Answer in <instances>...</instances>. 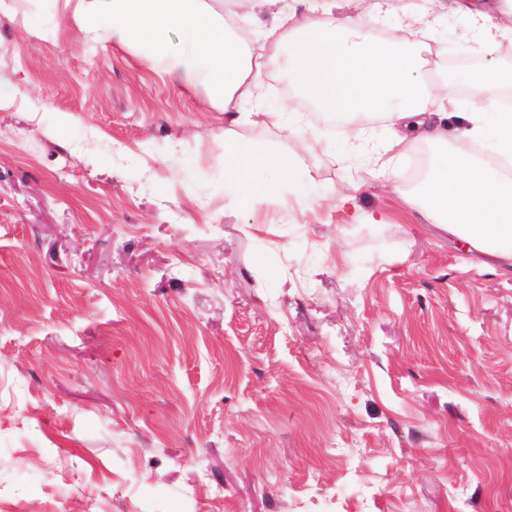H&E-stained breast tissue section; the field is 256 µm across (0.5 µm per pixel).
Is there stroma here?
I'll list each match as a JSON object with an SVG mask.
<instances>
[{
    "instance_id": "stroma-1",
    "label": "stroma",
    "mask_w": 512,
    "mask_h": 512,
    "mask_svg": "<svg viewBox=\"0 0 512 512\" xmlns=\"http://www.w3.org/2000/svg\"><path fill=\"white\" fill-rule=\"evenodd\" d=\"M480 5L358 13L460 49L468 112L512 50ZM0 84V512H512V270L422 222L408 154L244 124L317 200L225 206L221 107L55 0H0Z\"/></svg>"
}]
</instances>
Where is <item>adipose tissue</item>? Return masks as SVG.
<instances>
[{"mask_svg":"<svg viewBox=\"0 0 512 512\" xmlns=\"http://www.w3.org/2000/svg\"><path fill=\"white\" fill-rule=\"evenodd\" d=\"M64 8L87 16L107 11L111 36L119 44L145 46L149 61L173 81L202 86L224 110V123L288 128L286 108L270 105L263 78L272 68L287 69L298 97L321 109L348 117V139L365 140L366 125L382 117L388 129L385 153L374 163L389 169L392 153L413 141L437 145L429 174L417 198L426 223L466 242L474 251L512 267V111L498 109L503 93L512 91V67L476 75L488 98L486 110L470 113L456 132L448 130L451 99L426 80L417 44L418 31L403 29L384 41L365 36L357 16L339 10L336 0H293L274 15L272 24L255 39H245L240 27L226 19H205L201 0H62ZM181 33L184 52H174L170 32ZM494 135L491 152L476 156L468 148ZM464 150L448 153V139ZM225 175L236 203L235 187L249 184L253 197L268 196L272 182L257 179L260 171L275 172L297 184L302 204L313 201L298 155L259 151L226 142Z\"/></svg>","mask_w":512,"mask_h":512,"instance_id":"1","label":"adipose tissue"}]
</instances>
